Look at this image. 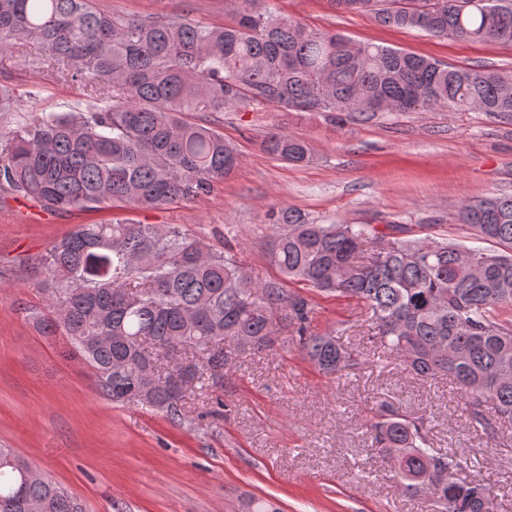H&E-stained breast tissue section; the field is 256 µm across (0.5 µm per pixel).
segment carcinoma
Segmentation results:
<instances>
[{"label":"carcinoma","instance_id":"obj_1","mask_svg":"<svg viewBox=\"0 0 512 512\" xmlns=\"http://www.w3.org/2000/svg\"><path fill=\"white\" fill-rule=\"evenodd\" d=\"M236 0L235 19L212 28L189 15L124 17L94 0H0V53L59 76L84 105L31 110L0 84V193L44 210L158 209L209 195L240 164L237 147L205 115L274 104L300 112H494L512 116V75L449 66L375 44L316 32ZM380 22L436 37L512 46V0H330ZM201 113L195 121L183 119ZM266 149L292 164L312 160L284 133ZM267 255L284 276L265 280L240 259L176 224H78L39 260L60 305L37 313L46 335L65 336L118 404L180 415L185 397L216 386L244 357L274 354L280 323L325 375L359 356L309 331L316 303L285 286L353 300L374 325L370 343L421 379L448 378L470 423L493 439L512 424V195L462 205L457 223L491 251L409 228L317 224L292 208L272 214ZM187 363L179 385L165 362ZM371 447L401 474L400 487L433 512H487V487L460 477L467 460L431 446L425 421L384 404L366 422ZM0 448V512H82L55 482Z\"/></svg>","mask_w":512,"mask_h":512}]
</instances>
